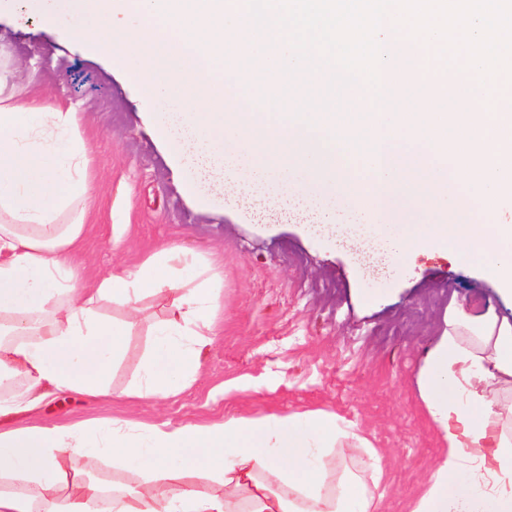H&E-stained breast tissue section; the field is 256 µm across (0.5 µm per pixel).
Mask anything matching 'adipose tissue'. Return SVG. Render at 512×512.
<instances>
[{
  "label": "adipose tissue",
  "mask_w": 512,
  "mask_h": 512,
  "mask_svg": "<svg viewBox=\"0 0 512 512\" xmlns=\"http://www.w3.org/2000/svg\"><path fill=\"white\" fill-rule=\"evenodd\" d=\"M76 115L59 103L0 100V512H94L104 492L77 474L75 457L103 452L150 476L124 488L112 512H376L373 489L351 469L324 480L332 450L353 457L369 446L355 425L311 410L259 419L133 434L86 421L12 426L58 394L164 397L195 379L211 342L215 284L189 280L195 254L162 249L92 282L74 263L87 230L82 203L93 186L88 148L71 135ZM175 298L155 330L141 377L112 387L124 355L126 320L107 303L136 313L144 297ZM417 388L446 448L410 512H512V321L493 313L448 312L427 351ZM207 479L212 489H196Z\"/></svg>",
  "instance_id": "obj_1"
}]
</instances>
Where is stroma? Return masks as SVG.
Segmentation results:
<instances>
[{
    "label": "stroma",
    "instance_id": "stroma-1",
    "mask_svg": "<svg viewBox=\"0 0 512 512\" xmlns=\"http://www.w3.org/2000/svg\"><path fill=\"white\" fill-rule=\"evenodd\" d=\"M13 94L62 100L77 112L74 134L89 148L95 187L82 278L177 246L221 283L214 336L179 394L63 396L42 407L41 423L119 420L141 430L321 409L355 423L382 455L377 512H409L445 449L419 397L418 367L450 305L512 319V298L444 248L412 249L397 269L375 275L304 221L264 219L237 201L201 202L124 61L0 0V95ZM168 303L163 294L142 301L112 370L115 388L140 375Z\"/></svg>",
    "mask_w": 512,
    "mask_h": 512
}]
</instances>
